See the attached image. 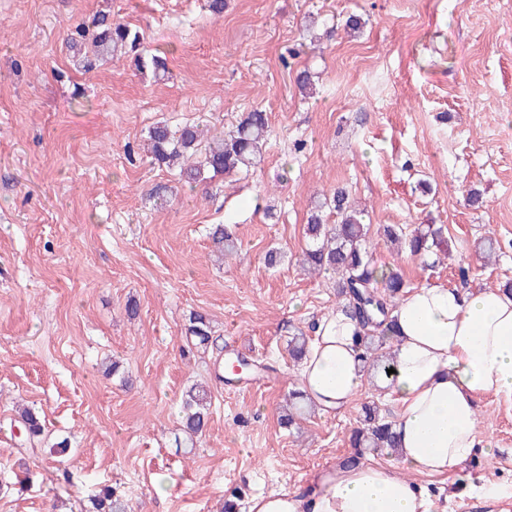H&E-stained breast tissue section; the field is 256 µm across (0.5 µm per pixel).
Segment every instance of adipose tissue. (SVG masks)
Instances as JSON below:
<instances>
[{"label":"adipose tissue","instance_id":"adipose-tissue-1","mask_svg":"<svg viewBox=\"0 0 512 512\" xmlns=\"http://www.w3.org/2000/svg\"><path fill=\"white\" fill-rule=\"evenodd\" d=\"M394 372L386 394L398 407L399 467L360 463L314 480L304 496L253 499L250 512H446L414 477L455 475L490 449L477 421L479 399L512 398V294L498 288H415L393 313ZM344 313L321 319L298 376L327 410L349 404L366 379Z\"/></svg>","mask_w":512,"mask_h":512}]
</instances>
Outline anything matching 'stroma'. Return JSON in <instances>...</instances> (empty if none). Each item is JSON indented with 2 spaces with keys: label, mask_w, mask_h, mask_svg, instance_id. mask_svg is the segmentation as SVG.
<instances>
[{
  "label": "stroma",
  "mask_w": 512,
  "mask_h": 512,
  "mask_svg": "<svg viewBox=\"0 0 512 512\" xmlns=\"http://www.w3.org/2000/svg\"><path fill=\"white\" fill-rule=\"evenodd\" d=\"M102 11L166 50L165 77L121 57L79 68L67 40ZM303 67L318 75L311 98ZM256 108L269 117L261 167L215 178L211 197L151 165L156 122L217 135ZM339 188L369 224L447 226L424 261L377 244L411 287L512 280V0H226L218 20L206 0H0V512H78L99 485L135 512H219L238 488L248 512L351 456L364 405L394 418L372 374L344 410L280 423L299 372L289 339L339 306L333 277L297 263L313 197ZM472 190L481 207L465 206ZM213 224L232 226L237 256L216 262ZM488 235L501 249L483 262ZM195 314L216 349L187 343ZM240 350L268 371L231 389L216 374ZM115 359L124 377L106 374ZM196 381L210 421L180 448ZM22 404L45 421L39 444L23 440ZM478 426L491 453L462 477L417 481L447 512H512V402L483 397ZM487 482L499 492L465 490Z\"/></svg>",
  "instance_id": "1"
}]
</instances>
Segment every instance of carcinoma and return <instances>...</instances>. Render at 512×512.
Segmentation results:
<instances>
[{
	"label": "carcinoma",
	"instance_id": "obj_1",
	"mask_svg": "<svg viewBox=\"0 0 512 512\" xmlns=\"http://www.w3.org/2000/svg\"><path fill=\"white\" fill-rule=\"evenodd\" d=\"M88 41L92 58L86 59L91 67L96 61L106 60L118 53L127 55L135 70L158 77L167 72L166 55L159 49L141 45L139 32L128 24L103 14L98 17L91 35H81ZM268 116L262 110H252L242 115L237 125L210 139L198 124H185L172 129L158 124L147 132L152 159L160 166H179V176L189 184L207 182V174L226 175L248 173L260 165L267 142ZM204 145L201 156H196L198 146ZM336 213L337 222L331 226L323 223L321 212ZM364 213L349 201L344 189H337L311 212L305 229L306 247L301 263L310 272H325L335 276L342 309L356 319L362 327L360 336L362 362L365 367L387 376L391 368V337L393 327L390 313L405 289L406 281L399 269L379 266L370 249L371 225L364 222ZM376 234L415 257L445 244L444 228L429 224L412 230L400 224H380ZM213 246L220 255L231 256L238 251V240L224 224L211 230ZM188 339L206 348L212 343L211 327L206 318L196 315L187 328ZM182 431L187 440L203 434L209 420L208 390L193 384L181 398ZM19 419L31 441H41L44 425L31 409L19 411ZM351 441L356 448H390L397 446L393 423L380 416L376 406L363 407V427L354 430ZM90 507L86 512H131L129 503L117 496L107 486L96 487L88 496Z\"/></svg>",
	"mask_w": 512,
	"mask_h": 512
}]
</instances>
